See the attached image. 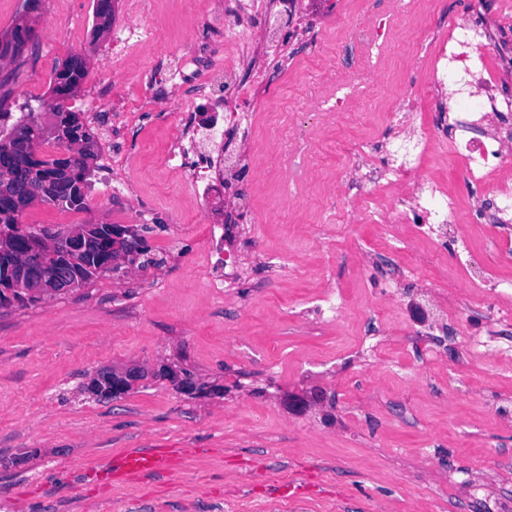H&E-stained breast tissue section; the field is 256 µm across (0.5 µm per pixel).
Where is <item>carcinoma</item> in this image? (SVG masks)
Returning a JSON list of instances; mask_svg holds the SVG:
<instances>
[{
    "label": "carcinoma",
    "instance_id": "cac0c4a2",
    "mask_svg": "<svg viewBox=\"0 0 512 512\" xmlns=\"http://www.w3.org/2000/svg\"><path fill=\"white\" fill-rule=\"evenodd\" d=\"M95 33L100 35L112 26L114 0H94ZM35 38L30 27L15 25L4 42L0 43V59L9 52H20L25 44ZM87 60L83 54L66 58L57 69L52 86L55 98L52 113L57 116L59 131L70 144H63L58 137L51 135L45 124L30 112L13 127L0 132V309L13 307L26 308L40 302L41 295L23 292L7 295L12 288L11 269L18 261L23 246L35 239L39 228L31 224L19 223L23 210L34 203H49L69 210L84 208L89 166L86 159L95 158L92 151L94 138L83 117L66 106L75 89L85 79ZM52 143L59 151L52 156H43L39 148ZM132 231L116 224H103L97 230L95 247L85 254V267L80 271L82 283H87L99 275L98 268L103 257L115 243L113 236L124 234L123 243L128 245L129 254L138 257L148 253L143 232ZM70 229L58 231L62 243L42 246L41 261L32 270L36 279L51 280L63 277L70 267L68 248L63 242Z\"/></svg>",
    "mask_w": 512,
    "mask_h": 512
}]
</instances>
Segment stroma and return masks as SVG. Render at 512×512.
Instances as JSON below:
<instances>
[{
    "instance_id": "stroma-1",
    "label": "stroma",
    "mask_w": 512,
    "mask_h": 512,
    "mask_svg": "<svg viewBox=\"0 0 512 512\" xmlns=\"http://www.w3.org/2000/svg\"><path fill=\"white\" fill-rule=\"evenodd\" d=\"M353 2L334 0L329 26L290 18L288 56L269 58L260 83L252 56L224 43L210 0H146L153 38L129 49L118 73L108 65L111 33L91 37L93 0H41L31 17L37 41L0 59V110L49 112L55 68L84 53L88 74L70 109L87 111L105 94L128 116L119 136L98 124L91 130L97 152L111 150L131 180L133 202L100 193L96 159L85 210L39 203L21 223L132 227L142 209L151 216L145 238L154 260L124 261L69 293L0 310V512H512V365L467 351L483 317L454 243H419L428 257L419 263L396 241L363 262V250L387 229L348 222L352 196L331 142L325 169L334 198L312 195L287 222L261 227L266 252L286 257L287 268L258 265L253 281L224 298L207 286L208 231L191 192L161 165L193 82L210 78L199 118L223 97L224 63L242 77L260 137L271 105L296 104L325 57L339 69L357 67L356 41L338 23ZM474 10L490 24V65L512 61V0H439L412 26L434 38ZM424 55L414 40H401L383 81L391 90L416 77V117L430 125L460 101L430 89ZM160 60L184 64L190 83L147 84ZM425 167L456 199L473 262L490 282L512 281V218L497 223L492 200H481L459 164L432 155ZM311 225L323 226L326 247L313 242ZM327 287L345 311L311 323ZM451 288L460 292L455 312L433 335H419ZM426 347L437 349L436 361L422 359ZM132 371L140 379L121 394L84 391L99 374ZM158 444L189 449L178 478L115 488L95 477L111 455ZM294 476L316 484L317 494L274 500L273 486Z\"/></svg>"
}]
</instances>
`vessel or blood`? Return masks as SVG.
<instances>
[{
	"label": "vessel or blood",
	"instance_id": "b4317fda",
	"mask_svg": "<svg viewBox=\"0 0 512 512\" xmlns=\"http://www.w3.org/2000/svg\"><path fill=\"white\" fill-rule=\"evenodd\" d=\"M182 457L175 448L128 449L101 466L99 474L108 484L124 487L152 475H177Z\"/></svg>",
	"mask_w": 512,
	"mask_h": 512
}]
</instances>
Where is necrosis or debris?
<instances>
[{
  "mask_svg": "<svg viewBox=\"0 0 512 512\" xmlns=\"http://www.w3.org/2000/svg\"><path fill=\"white\" fill-rule=\"evenodd\" d=\"M417 2L393 0L388 13L360 27L357 32L359 65L321 76L314 84L311 105L318 115L316 127H301L294 113H276L273 133L262 154L265 160H276L287 171L289 195L295 201H302L309 196L312 173L322 169L321 146L327 136L339 129L362 126L368 119L367 108L392 98V106L382 114L384 125L393 130L392 136L381 143L382 161L373 168H366L367 141L357 139L343 148L350 174L357 181L372 186L348 211V219L354 222L359 214L369 213L377 191L392 189L395 197L379 211L391 236H398L405 226L411 232V241L442 242L448 235L459 232L454 221L457 202L427 172L424 159L434 152L460 163L464 176L483 185L486 193L496 200L500 213H511L512 186L506 185L500 173L506 164L512 163V148L505 145L491 119L512 115V96L500 94L491 74L482 23L466 20L436 38L428 66V82L436 89L453 85L457 94L465 99L473 94L484 96L491 105L490 112H457L444 136L433 127L400 133L403 113L415 107L416 85L406 81L391 95L375 75L381 72L395 46L393 29L407 23ZM224 36L243 45L257 43L265 53L276 51L282 45L280 27L269 20L264 0H224ZM240 84L237 78L227 82L217 116L201 122L193 137L176 138L162 159L166 169L180 175L198 210L206 217L223 208L226 193L232 187L231 180L223 174L224 169L234 163L227 153L226 141L237 135L249 143L255 137L254 116L238 101ZM238 229L235 223L210 222L208 225L212 242L209 266L216 271L215 276L209 277L208 285L222 294L229 293L253 272L252 266L237 254ZM477 303L488 312L493 324L469 337L467 348L487 359L500 361L512 351L500 345L495 326L511 319L512 313L499 306L493 296L480 295Z\"/></svg>",
  "mask_w": 512,
  "mask_h": 512,
  "instance_id": "obj_1",
  "label": "necrosis or debris"
}]
</instances>
